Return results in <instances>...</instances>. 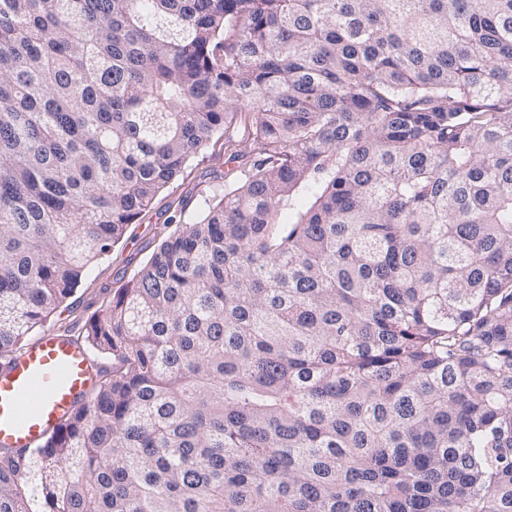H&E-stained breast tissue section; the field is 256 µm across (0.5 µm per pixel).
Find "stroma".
Instances as JSON below:
<instances>
[{
	"label": "stroma",
	"instance_id": "35a3bbf8",
	"mask_svg": "<svg viewBox=\"0 0 512 512\" xmlns=\"http://www.w3.org/2000/svg\"><path fill=\"white\" fill-rule=\"evenodd\" d=\"M250 144L249 123L241 118L192 157L152 208L129 225L124 238L85 273L67 301L65 321L83 327L92 313L111 301L116 288L132 279L153 249L179 230L181 222L201 219L208 199L223 192L225 181L237 170L236 164L227 160L226 147L243 153L249 151Z\"/></svg>",
	"mask_w": 512,
	"mask_h": 512
}]
</instances>
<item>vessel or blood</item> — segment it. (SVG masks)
Returning <instances> with one entry per match:
<instances>
[{"label": "vessel or blood", "mask_w": 512, "mask_h": 512, "mask_svg": "<svg viewBox=\"0 0 512 512\" xmlns=\"http://www.w3.org/2000/svg\"><path fill=\"white\" fill-rule=\"evenodd\" d=\"M86 351L45 336L0 368V446L29 450L85 400L92 384Z\"/></svg>", "instance_id": "b4317fda"}]
</instances>
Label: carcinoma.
Returning <instances> with one entry per match:
<instances>
[{
	"label": "carcinoma",
	"instance_id": "obj_1",
	"mask_svg": "<svg viewBox=\"0 0 512 512\" xmlns=\"http://www.w3.org/2000/svg\"><path fill=\"white\" fill-rule=\"evenodd\" d=\"M242 115L0 512H512V0H0V364Z\"/></svg>",
	"mask_w": 512,
	"mask_h": 512
}]
</instances>
